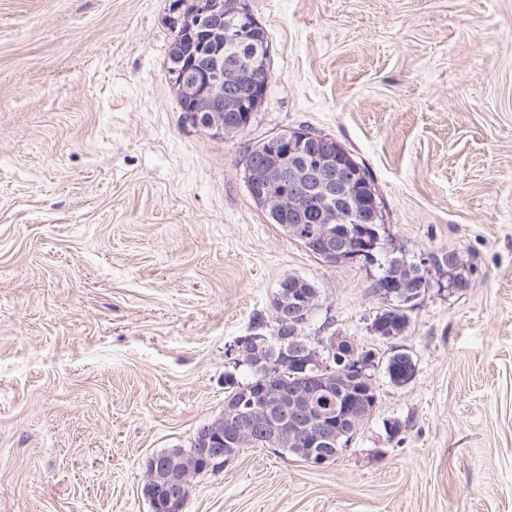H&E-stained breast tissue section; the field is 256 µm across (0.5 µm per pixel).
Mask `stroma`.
<instances>
[{
  "instance_id": "obj_1",
  "label": "stroma",
  "mask_w": 512,
  "mask_h": 512,
  "mask_svg": "<svg viewBox=\"0 0 512 512\" xmlns=\"http://www.w3.org/2000/svg\"><path fill=\"white\" fill-rule=\"evenodd\" d=\"M171 2L0 0V512H150L146 460L222 413L227 349L289 276L320 291L308 334L403 347L415 376L376 367L335 461L241 449L184 512H512V0H246L271 81L224 138L182 119ZM298 127L467 290L431 270L374 336L375 266L324 262L250 197L248 151Z\"/></svg>"
}]
</instances>
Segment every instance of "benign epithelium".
<instances>
[{
	"mask_svg": "<svg viewBox=\"0 0 512 512\" xmlns=\"http://www.w3.org/2000/svg\"><path fill=\"white\" fill-rule=\"evenodd\" d=\"M196 21H209L208 39L213 47L205 57L209 63L189 62L168 74V81L179 96L194 109L188 122L222 137L247 126L268 85L259 86L245 78L254 72L253 60L240 62L224 53L249 39L257 21L245 6L233 10L230 24H224V0H200ZM192 16L183 4L174 3L169 25L178 29L191 24ZM232 70L231 90L224 91V77L216 73ZM361 183L358 168L336 161L333 139L296 129L272 139L261 156L250 164L249 189L253 197H265L290 218L305 206L327 207L337 216L336 207L351 205L350 190ZM323 255L359 258L373 251L391 248L379 235L369 236L362 228L336 231L330 224L292 225ZM273 312L278 327L271 335L250 334L238 338L227 350L236 367H250L265 373L274 363L286 371L288 379L259 392L244 394L242 400L216 419L201 426L187 450L176 449L148 458L143 494L151 512H183L194 478L205 471H219L238 449L261 444L279 447L313 467H322L341 453L339 440L351 428L371 415L375 406L353 405V399L336 395V404L326 401L331 382L338 374L368 377L374 361L358 356L359 347L345 356L338 355L339 344L347 336H310V325L317 305L301 284L288 283L274 296Z\"/></svg>",
	"mask_w": 512,
	"mask_h": 512,
	"instance_id": "benign-epithelium-1",
	"label": "benign epithelium"
}]
</instances>
